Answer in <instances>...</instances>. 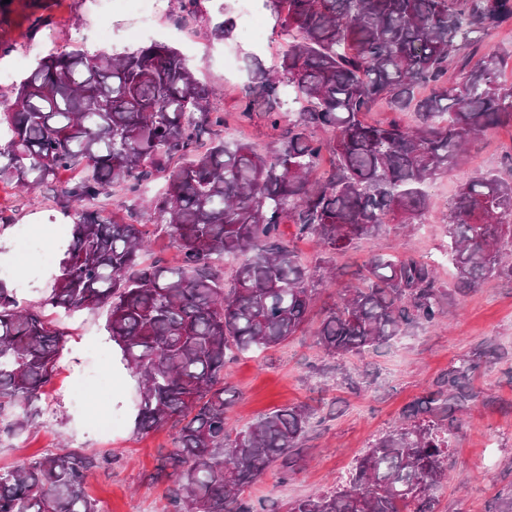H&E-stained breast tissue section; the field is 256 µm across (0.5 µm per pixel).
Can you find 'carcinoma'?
Instances as JSON below:
<instances>
[{"label": "carcinoma", "instance_id": "cac0c4a2", "mask_svg": "<svg viewBox=\"0 0 512 512\" xmlns=\"http://www.w3.org/2000/svg\"><path fill=\"white\" fill-rule=\"evenodd\" d=\"M285 49L273 70L246 59L239 116L261 117L271 145L229 148L214 89L163 45L116 57L62 50L40 60L6 101L0 182L20 192L56 186L72 220L60 275L42 306L66 313L107 306L121 363L139 380L135 430L168 426L171 512H254L240 497L274 463H287L312 408L277 409L246 431L227 427V352L269 348L306 322L316 271L302 265L281 226L346 251L391 224H421L424 186L458 165L464 145L489 127L512 128L502 91L504 55L482 50L489 31L512 24V0H264ZM30 32L47 26L51 0L0 2V27L16 8ZM430 93L416 97V90ZM412 110L369 125L380 102ZM326 136L320 137L318 133ZM331 163L318 178L324 155ZM80 179L57 185L62 170ZM166 181L152 201L182 255L176 267L141 265L143 225L96 209L112 189ZM446 251L455 279L439 282L425 257L375 255L359 269L316 332L324 354L377 349L416 326H437L449 300L496 277L512 281V179L478 174L448 205ZM244 256L231 285L224 255ZM65 343L44 312L19 304L0 280V413L17 411L13 435L42 414L43 388ZM496 349L465 356L357 459L349 481L296 501L287 512H434L456 414L479 398L471 380ZM111 455L77 449L0 467V512H98L88 473Z\"/></svg>", "mask_w": 512, "mask_h": 512}]
</instances>
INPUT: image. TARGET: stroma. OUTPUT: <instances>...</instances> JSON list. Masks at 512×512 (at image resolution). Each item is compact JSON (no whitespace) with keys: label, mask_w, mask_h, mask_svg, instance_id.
<instances>
[{"label":"stroma","mask_w":512,"mask_h":512,"mask_svg":"<svg viewBox=\"0 0 512 512\" xmlns=\"http://www.w3.org/2000/svg\"><path fill=\"white\" fill-rule=\"evenodd\" d=\"M203 7L202 17L190 22L193 41H185L180 34L176 0H163L162 26L133 40L129 29L136 17L135 0H114L108 52L118 55L155 43L175 49L200 82L218 88L213 105L229 113L225 142L266 149L272 138L264 121L258 117L242 120L234 111L247 81L246 58L257 56L269 69L277 63L281 39L275 18L260 9L258 0H204ZM50 15L41 31L11 28L7 37L14 51L31 42L50 40L60 49L99 52V18L84 0H55ZM254 15L262 19L268 35L262 45L243 38V27ZM228 16L236 22L232 36H215V28ZM511 170L512 130L490 128L470 144L457 167L429 183L431 207L426 223L406 229L389 226L380 236L359 240L353 249L337 253L326 251L318 238L297 237L294 225H283L285 239L297 248L305 265L329 264L336 277L316 283L315 300L303 329L276 347L240 353L226 362L225 414L237 429L252 426L277 408L308 404L314 409L305 439L290 454V469L274 464L244 488L242 498L264 505L266 512H286L292 502L332 491L369 445L399 425L405 411L459 358L490 347L502 352L503 358L482 365L475 375L474 384L483 397L459 420L446 462L449 478L434 493L436 512H496L501 498L512 495L511 281L490 279L467 293L453 295L449 307L454 316L446 325L416 328L363 355L328 357L315 338L324 310L355 284L356 269L373 255L433 257L439 280L450 281L452 268L443 254L442 229L449 201L469 177L486 172L504 176ZM0 205L10 218L9 223H0V253H7L13 269L6 282L25 304L39 305L54 278L40 253L17 256L13 227L27 225L34 237L54 246L70 238L72 221L61 213L54 191L47 187L22 195L2 183ZM108 316L104 307L79 313L82 327L78 334L68 336L56 372L45 387L46 393L57 397L52 419L37 420L14 436L0 434V466H17L62 442L89 454L107 451L111 464L93 470L86 479L87 493L100 512H168V482L159 472L172 431L167 427L135 431L137 382L115 369L118 348L107 330ZM93 345L106 356L111 390L106 402L91 401L79 409L67 388L71 380L81 378ZM105 409L121 418L107 436L98 427V416Z\"/></svg>","instance_id":"obj_1"}]
</instances>
